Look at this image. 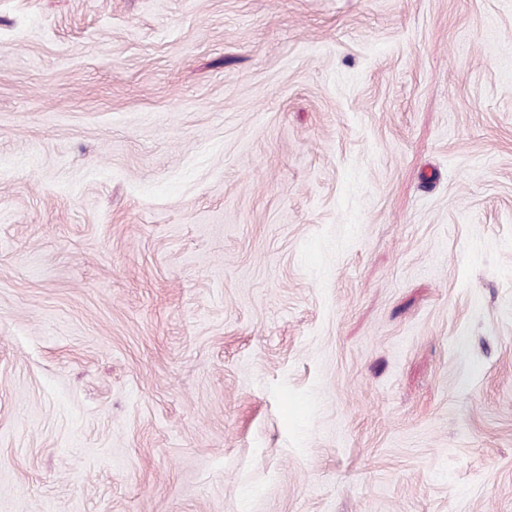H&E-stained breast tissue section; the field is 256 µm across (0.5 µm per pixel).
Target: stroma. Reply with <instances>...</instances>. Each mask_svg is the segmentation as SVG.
<instances>
[{
  "mask_svg": "<svg viewBox=\"0 0 512 512\" xmlns=\"http://www.w3.org/2000/svg\"><path fill=\"white\" fill-rule=\"evenodd\" d=\"M0 512H512V0H0Z\"/></svg>",
  "mask_w": 512,
  "mask_h": 512,
  "instance_id": "35a3bbf8",
  "label": "stroma"
}]
</instances>
